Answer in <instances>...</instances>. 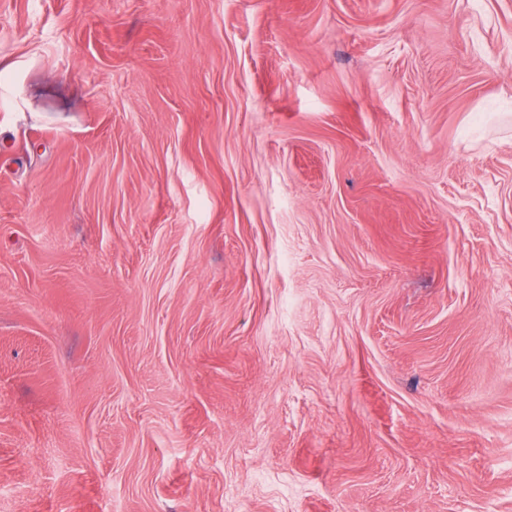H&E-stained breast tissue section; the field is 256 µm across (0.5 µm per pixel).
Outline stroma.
Here are the masks:
<instances>
[{
	"instance_id": "obj_1",
	"label": "stroma",
	"mask_w": 512,
	"mask_h": 512,
	"mask_svg": "<svg viewBox=\"0 0 512 512\" xmlns=\"http://www.w3.org/2000/svg\"><path fill=\"white\" fill-rule=\"evenodd\" d=\"M0 512H512V0H0Z\"/></svg>"
}]
</instances>
